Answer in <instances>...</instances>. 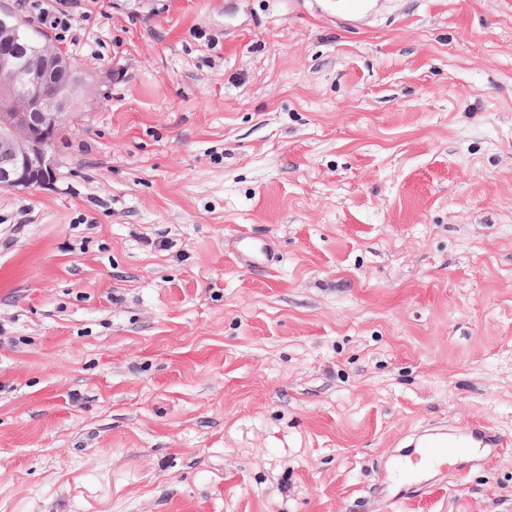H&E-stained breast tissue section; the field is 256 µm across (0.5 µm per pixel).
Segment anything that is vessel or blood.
Instances as JSON below:
<instances>
[{
	"label": "vessel or blood",
	"instance_id": "b4317fda",
	"mask_svg": "<svg viewBox=\"0 0 512 512\" xmlns=\"http://www.w3.org/2000/svg\"><path fill=\"white\" fill-rule=\"evenodd\" d=\"M504 445L503 437L483 424L460 430L442 422L430 424L416 431L395 454L389 478L378 492L391 503L410 498L428 487L431 477L488 460Z\"/></svg>",
	"mask_w": 512,
	"mask_h": 512
}]
</instances>
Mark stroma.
Wrapping results in <instances>:
<instances>
[{"instance_id": "35a3bbf8", "label": "stroma", "mask_w": 512, "mask_h": 512, "mask_svg": "<svg viewBox=\"0 0 512 512\" xmlns=\"http://www.w3.org/2000/svg\"><path fill=\"white\" fill-rule=\"evenodd\" d=\"M0 0L85 88L0 188V512H512V0ZM265 240L271 266L238 254ZM505 445L503 437L487 425L469 424L458 431L448 428L446 423L430 424L396 447L405 449L394 455L389 478L378 487V492L391 503L408 499L428 487L437 473L447 474L488 460ZM408 461L421 465L415 468Z\"/></svg>"}]
</instances>
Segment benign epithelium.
Returning <instances> with one entry per match:
<instances>
[{
	"instance_id": "obj_1",
	"label": "benign epithelium",
	"mask_w": 512,
	"mask_h": 512,
	"mask_svg": "<svg viewBox=\"0 0 512 512\" xmlns=\"http://www.w3.org/2000/svg\"><path fill=\"white\" fill-rule=\"evenodd\" d=\"M0 187L28 190L52 184L53 133L74 120L67 102L80 87L61 53L0 12Z\"/></svg>"
}]
</instances>
